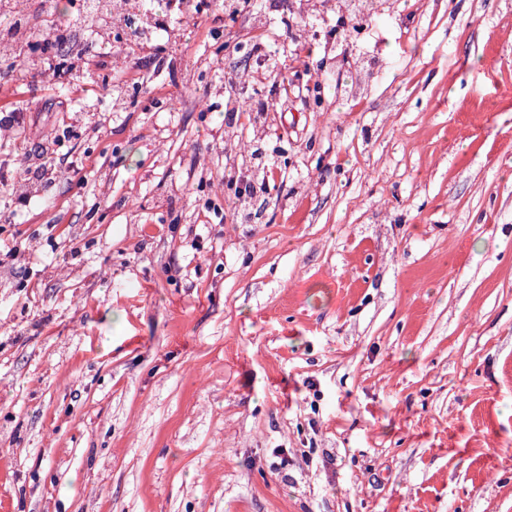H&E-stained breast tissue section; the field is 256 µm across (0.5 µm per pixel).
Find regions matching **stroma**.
<instances>
[{
    "mask_svg": "<svg viewBox=\"0 0 512 512\" xmlns=\"http://www.w3.org/2000/svg\"><path fill=\"white\" fill-rule=\"evenodd\" d=\"M31 10L84 54L0 99V512H512V0L341 67L289 0Z\"/></svg>",
    "mask_w": 512,
    "mask_h": 512,
    "instance_id": "1",
    "label": "stroma"
}]
</instances>
